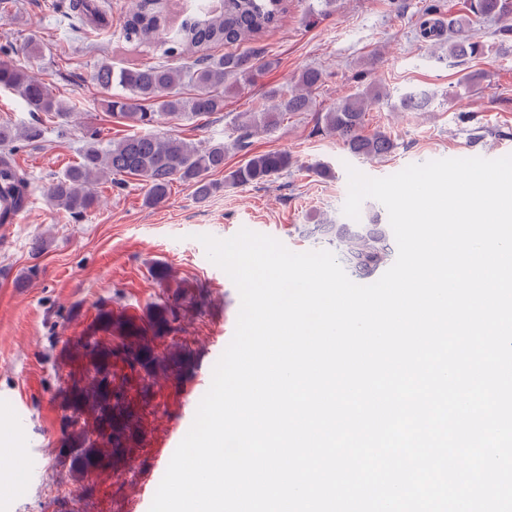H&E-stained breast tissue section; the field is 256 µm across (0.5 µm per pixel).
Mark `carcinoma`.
I'll list each match as a JSON object with an SVG mask.
<instances>
[{
  "mask_svg": "<svg viewBox=\"0 0 512 512\" xmlns=\"http://www.w3.org/2000/svg\"><path fill=\"white\" fill-rule=\"evenodd\" d=\"M167 2L134 0L121 36L129 43L160 52L164 58H175L179 65L116 68L101 63L93 72L95 85L105 94L106 111L147 131L105 141L99 130H86L80 162L55 177L50 187L52 204L73 218L83 216L98 204L96 186L103 180L120 189L123 183L119 177H140L147 187V204L155 206L167 198L175 183L190 186L197 197L205 198L224 187L265 184L293 165L286 152H264L251 155L228 172L222 183L209 179L213 173L224 170V156L229 149L245 148L256 132L276 127L286 114L311 111L310 92L324 80L323 72L313 67L300 72L296 92L285 97L279 89L271 88L258 111L240 113L238 135L230 144L212 140L197 145L154 131L164 123L177 124L222 112L224 93L261 79L269 64H257L258 52L215 57L207 50L239 43L274 25L281 0H195L174 29L168 25ZM469 10L480 19L504 21L512 16V0H470ZM102 14L95 0H70L68 19L75 32L93 23L102 24ZM418 28L425 39L448 33V57L460 63L477 59L488 51L467 18H457L446 26L435 19L421 18ZM185 86L192 87V93L186 96L180 92ZM0 88L18 96L36 118L43 113L67 118L78 110L77 103L57 97L45 83L19 66L0 63ZM388 99L380 89L367 86L320 113L317 124L340 139L355 156H384L394 147L391 137L380 130L368 135L364 128L366 115ZM429 101L427 93L409 91L391 107L400 112H415L425 109ZM40 136L41 129L36 124L26 127L0 123V224L8 213L24 209L28 201V175L15 165L13 152ZM309 233L335 247L344 269L360 279L374 276L395 253L387 225L373 219L367 224L315 226ZM119 340L130 370L123 385L131 391L136 385L144 388L156 371L185 357L175 352L168 361L156 360L151 358L146 337L121 336ZM78 348L82 353L70 421L82 443L75 476L80 484L92 478L98 465L121 452L136 417L127 400L119 394L112 395V355L116 354L112 342L90 338Z\"/></svg>",
  "mask_w": 512,
  "mask_h": 512,
  "instance_id": "1",
  "label": "carcinoma"
}]
</instances>
